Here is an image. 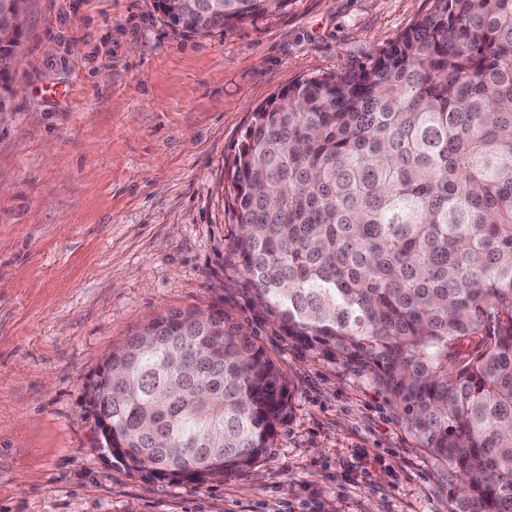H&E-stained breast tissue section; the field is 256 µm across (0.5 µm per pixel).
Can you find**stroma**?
Segmentation results:
<instances>
[{"label":"stroma","instance_id":"stroma-1","mask_svg":"<svg viewBox=\"0 0 512 512\" xmlns=\"http://www.w3.org/2000/svg\"><path fill=\"white\" fill-rule=\"evenodd\" d=\"M429 0H290L207 37L156 0H25L0 114V512H452L454 473L365 374L291 348L225 260L250 112L368 62ZM222 310L294 386L247 470L176 485L101 448L83 395L171 311Z\"/></svg>","mask_w":512,"mask_h":512}]
</instances>
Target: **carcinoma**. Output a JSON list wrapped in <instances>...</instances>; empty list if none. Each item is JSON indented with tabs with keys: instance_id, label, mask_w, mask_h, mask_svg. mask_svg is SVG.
<instances>
[{
	"instance_id": "cac0c4a2",
	"label": "carcinoma",
	"mask_w": 512,
	"mask_h": 512,
	"mask_svg": "<svg viewBox=\"0 0 512 512\" xmlns=\"http://www.w3.org/2000/svg\"><path fill=\"white\" fill-rule=\"evenodd\" d=\"M21 3L0 0V112ZM287 5L158 0L196 36ZM229 178L250 304L292 347L366 373L459 477L454 512H512V0H430L369 64L279 91ZM104 366L112 382L85 393L101 447L175 484L248 469L291 408L281 366L221 311L158 316Z\"/></svg>"
}]
</instances>
